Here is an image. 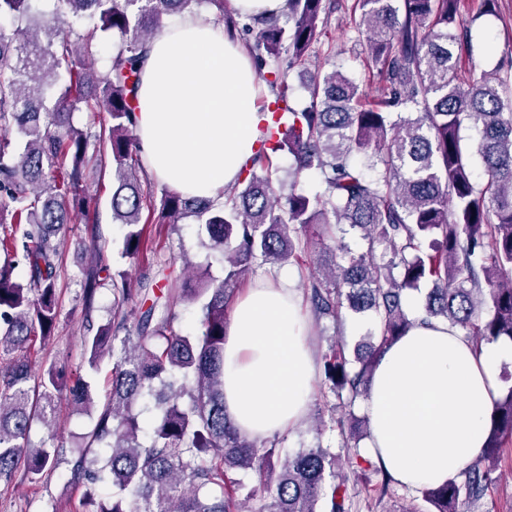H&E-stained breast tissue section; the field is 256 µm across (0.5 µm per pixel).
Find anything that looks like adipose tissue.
I'll return each instance as SVG.
<instances>
[{"instance_id": "1", "label": "adipose tissue", "mask_w": 512, "mask_h": 512, "mask_svg": "<svg viewBox=\"0 0 512 512\" xmlns=\"http://www.w3.org/2000/svg\"><path fill=\"white\" fill-rule=\"evenodd\" d=\"M257 82L208 13L164 24L136 97L149 175L187 196L223 199L257 148ZM307 333L288 269L235 302L224 338V405L242 435L271 438L301 424L316 372ZM507 363L512 341L477 347L442 322L413 328L375 366L363 403L367 455L408 490L443 483L480 456Z\"/></svg>"}]
</instances>
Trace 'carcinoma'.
Here are the masks:
<instances>
[{
    "instance_id": "cac0c4a2",
    "label": "carcinoma",
    "mask_w": 512,
    "mask_h": 512,
    "mask_svg": "<svg viewBox=\"0 0 512 512\" xmlns=\"http://www.w3.org/2000/svg\"><path fill=\"white\" fill-rule=\"evenodd\" d=\"M36 0H0V484L39 483L60 462L83 490L91 512H349L346 478L336 455L300 448L281 456L276 444L242 435L224 408V332L229 303L246 273L311 257L312 225L357 233L361 252L339 243L340 261L305 284L315 320L337 322L345 311L376 325L350 358L344 347L322 354V375L338 400L322 429L337 428L349 463L393 478L359 443L367 418L351 412L369 394L385 350L413 327L441 321L479 345L512 340V89L485 72L459 76L470 51L460 26V0H356L354 23L365 60L382 76L375 96L338 69L305 84L308 102L288 105L287 70L310 57L324 29V0H288L287 18H243L224 0H56L66 11L43 19ZM216 8L215 22L245 42L258 78L273 95L272 123L260 127L258 149L224 201L167 191L156 208L141 184L145 170L131 106L149 44L164 18ZM89 18L86 31L76 24ZM119 37L108 68L91 60L97 31ZM105 112L99 131L73 125L81 109ZM464 127L475 132L465 140ZM289 155L288 191L276 184L277 160ZM480 159L486 176L472 179ZM112 168V222L124 229L122 256L149 250V224L190 215L224 263V278L186 280L155 294L149 280L131 286L127 273L102 264L82 271V336L88 369L112 359L111 389L95 399L79 372L53 360L33 369L31 350L54 336L61 294L59 236L83 217L93 246L104 242L98 206L83 185ZM319 176L322 190L300 188ZM148 210L146 219L142 211ZM432 283L424 310L405 309V291ZM112 290V316L92 320L95 299ZM140 305H133V299ZM199 304L198 327L182 331L177 307ZM134 322H129V316ZM65 396L96 412L79 445L54 443L56 403ZM348 410L349 421L335 417ZM152 413L145 431L143 412ZM50 432L28 449L34 422ZM512 443V387L496 401L482 455L444 484L418 491L421 507L405 512H464L498 481L503 449ZM251 471L257 485L240 499L234 477Z\"/></svg>"
}]
</instances>
